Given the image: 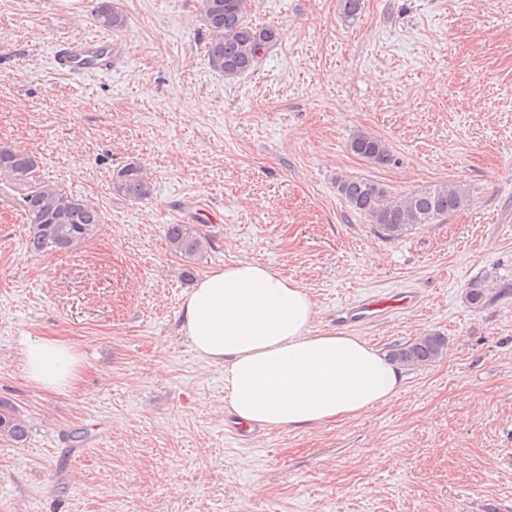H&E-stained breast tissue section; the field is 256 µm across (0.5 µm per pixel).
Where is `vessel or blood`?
I'll return each instance as SVG.
<instances>
[{"label":"vessel or blood","mask_w":512,"mask_h":512,"mask_svg":"<svg viewBox=\"0 0 512 512\" xmlns=\"http://www.w3.org/2000/svg\"><path fill=\"white\" fill-rule=\"evenodd\" d=\"M119 50V44L111 39L76 35L57 45L56 66L74 77L105 75L111 73L112 60ZM387 310L385 299L369 297L352 310L351 316L358 321H370L380 318Z\"/></svg>","instance_id":"obj_1"}]
</instances>
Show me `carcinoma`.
Here are the masks:
<instances>
[{
    "label": "carcinoma",
    "instance_id": "obj_1",
    "mask_svg": "<svg viewBox=\"0 0 512 512\" xmlns=\"http://www.w3.org/2000/svg\"><path fill=\"white\" fill-rule=\"evenodd\" d=\"M200 16L207 30L206 57L211 69L233 83L254 70L259 61L277 48L279 30L273 25L255 26L248 21L251 0H199ZM94 21L112 33L127 28V16L117 0H97ZM349 148L355 155L376 164L391 160L385 140L366 132L352 137ZM39 160L15 146L0 142V179L27 184L22 203L31 231L26 249L33 255L45 252L68 254L89 239L101 215L81 195L50 185H31ZM338 194L354 211L366 216L379 235L396 239L419 224H439L465 206L462 188L439 183L404 196H392L369 179L340 178ZM112 191L131 201L150 197L153 182L142 166L127 163L112 175ZM166 238L172 251L190 263L213 248V241L192 224H169ZM446 340L441 336H419L392 352L395 361L407 367L429 365L443 356ZM30 432L27 420L0 400V438L15 444Z\"/></svg>",
    "mask_w": 512,
    "mask_h": 512
}]
</instances>
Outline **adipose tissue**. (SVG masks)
Wrapping results in <instances>:
<instances>
[{"mask_svg":"<svg viewBox=\"0 0 512 512\" xmlns=\"http://www.w3.org/2000/svg\"><path fill=\"white\" fill-rule=\"evenodd\" d=\"M314 303L299 282L239 261L198 280L181 305L196 354L223 366L237 423L297 430L357 417L394 397L399 366L360 337L313 328ZM22 369L48 391L76 388L82 357L68 342L22 341Z\"/></svg>","mask_w":512,"mask_h":512,"instance_id":"adipose-tissue-1","label":"adipose tissue"}]
</instances>
